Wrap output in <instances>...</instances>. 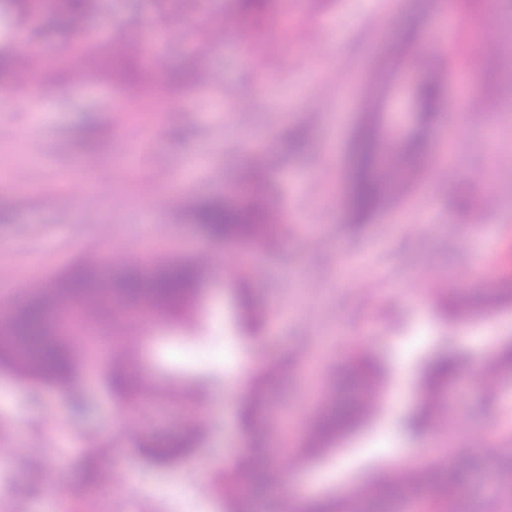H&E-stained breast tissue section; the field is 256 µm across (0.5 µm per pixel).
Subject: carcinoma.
Here are the masks:
<instances>
[{
	"label": "carcinoma",
	"mask_w": 512,
	"mask_h": 512,
	"mask_svg": "<svg viewBox=\"0 0 512 512\" xmlns=\"http://www.w3.org/2000/svg\"><path fill=\"white\" fill-rule=\"evenodd\" d=\"M94 0H0V8L9 5L23 19L50 12L75 26ZM227 8L244 24L255 27L271 18L275 0H226ZM420 18L409 21L399 40L380 62L373 76L372 88L352 137L349 151V184L346 205L352 223L390 209L412 187L421 169L429 164L428 139L440 123L451 122L454 113L448 110L443 89L448 69L444 65L428 67L425 54L413 52L408 46L414 41ZM146 53L133 47L127 53L97 62V66L112 73L142 95L154 89L150 72L142 65ZM411 72L416 76L412 87L417 108L414 125L399 137L388 135V110L394 76ZM24 77L15 58L0 55V80ZM205 79L193 68H178L168 72L169 83L190 87ZM306 147V135L301 129L288 133L277 158L256 157L243 173L245 192L236 200L222 195L199 198L188 206L191 220L201 226L215 242L236 241L262 254L276 246L279 236L288 232L277 214L268 186L269 172L275 160L299 153ZM238 281L240 318L246 327L256 329L262 315L253 309L249 270L235 275ZM207 286L204 266L191 258L165 260L143 258L114 270L97 260L79 263L53 281L33 282L31 291L22 300L7 306L0 316V368L39 385L69 391L78 378L82 356L73 340L76 333L64 329L56 320L75 312L80 320L92 326L112 323V300L126 306H149L153 317L173 326L192 320ZM442 315L450 322L491 308L512 304V289L488 296L450 295L444 291L434 296ZM460 357L450 352L448 357L426 366L421 387L424 398L413 424L418 430L436 431L441 427L439 398L441 392L458 374ZM512 377V346L501 349L487 365L484 384L495 390L497 378ZM106 387L138 405L141 387L127 373L115 366L104 376ZM384 375L367 350L356 347L348 359L330 374L322 392V401L312 419L302 445L301 459L315 457L344 433L361 424L370 414L371 402L385 397ZM279 401L278 369L269 366L255 377L248 404L242 411L245 442L253 452L240 457L225 472L224 501L227 512H245L242 499L251 491L275 495L279 473L265 457L269 435L266 415ZM201 440L200 430L193 426L185 430L178 442L170 444L155 438H144L139 447L162 466H169L181 455L179 449L194 448ZM482 467L490 472L496 484V494L490 499L488 512H512V452L501 448L456 451L433 464L382 472L362 483L345 498L312 500L303 512H401L406 501L425 490L434 512H462L459 491L472 472Z\"/></svg>",
	"instance_id": "cac0c4a2"
}]
</instances>
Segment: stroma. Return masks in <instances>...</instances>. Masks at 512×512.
<instances>
[{
	"mask_svg": "<svg viewBox=\"0 0 512 512\" xmlns=\"http://www.w3.org/2000/svg\"><path fill=\"white\" fill-rule=\"evenodd\" d=\"M420 0H280L277 17L252 30L264 44L259 61L246 59L242 40L203 46V21L239 20L219 0H98L83 28L43 19L31 37L45 59L61 47L109 54L148 44L162 23L167 38L153 53L162 64L188 62L206 71L208 86L165 88V106L112 84L73 62L50 81L0 84V300L20 297L33 275L50 279L92 258L119 267L140 256L196 257L214 282L194 320L143 329L112 327L114 357L131 377L154 378L164 416L140 414L85 372L73 392L47 390L31 399L0 373V512H67L86 461L116 476L111 498L96 512H224L219 458L243 453L240 408L252 385L245 363L291 364L285 397L273 412L269 440L281 475L279 504L299 512L305 496L344 497L375 473L440 456L449 443L512 448V380L495 394L481 385L485 368L512 340V306L464 320L443 321L434 302L416 294L445 288L478 294L512 283V119L487 112L500 90L512 87V56L487 59L488 45L512 38L505 0H435L415 34L429 61L450 69L449 104L472 100L471 123L438 125L428 142L433 164L421 172L399 208L351 235L344 206L348 148L366 77L396 39ZM264 90H257L259 76ZM43 103L40 122L29 112ZM237 104L225 120L222 100ZM303 124L310 146L275 163L274 201L288 219L286 239L252 272L255 303L264 314L259 335H244L228 280L245 252L211 242L186 215L204 194H241L239 179L255 151H275L284 132ZM206 164L189 182L184 167ZM138 200L129 209V200ZM367 347L402 384L394 407H380L330 452L300 460L298 448L315 412L311 396L352 346ZM465 363L444 392L453 408L454 438L422 439L393 424L417 408L419 361L442 350ZM207 380L212 399L200 446L156 478L136 440L175 438L186 413L187 381ZM95 392L97 411L81 415L74 403Z\"/></svg>",
	"mask_w": 512,
	"mask_h": 512,
	"instance_id": "35a3bbf8",
	"label": "stroma"
}]
</instances>
